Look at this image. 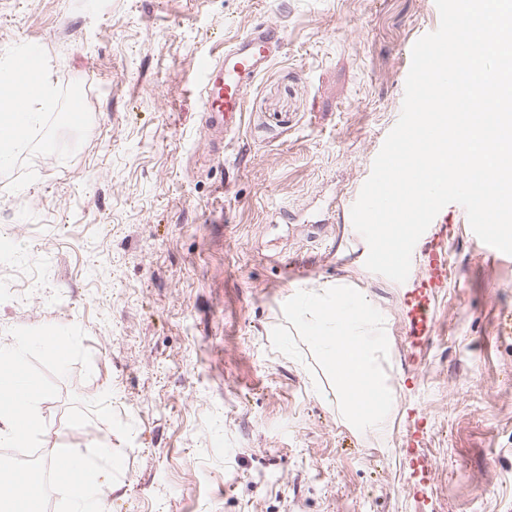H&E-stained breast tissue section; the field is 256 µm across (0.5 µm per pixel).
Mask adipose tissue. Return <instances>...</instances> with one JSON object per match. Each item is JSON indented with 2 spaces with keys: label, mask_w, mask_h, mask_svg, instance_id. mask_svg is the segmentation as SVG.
Listing matches in <instances>:
<instances>
[{
  "label": "adipose tissue",
  "mask_w": 512,
  "mask_h": 512,
  "mask_svg": "<svg viewBox=\"0 0 512 512\" xmlns=\"http://www.w3.org/2000/svg\"><path fill=\"white\" fill-rule=\"evenodd\" d=\"M34 77L38 92L24 99L13 91L10 82L0 83V88L7 90L10 99L9 105L0 109V167L8 165L24 144L22 137L14 133L16 120H23L31 128L41 125L43 114L39 112L38 105L54 94L51 74L38 69Z\"/></svg>",
  "instance_id": "1"
}]
</instances>
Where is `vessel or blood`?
<instances>
[{
	"label": "vessel or blood",
	"instance_id": "b4317fda",
	"mask_svg": "<svg viewBox=\"0 0 512 512\" xmlns=\"http://www.w3.org/2000/svg\"><path fill=\"white\" fill-rule=\"evenodd\" d=\"M284 39L279 25L263 23L239 37L222 57L200 62L199 99L207 128L227 133L236 130L247 89L280 52ZM449 234L448 213L443 210L418 240L420 254L412 259L403 315L406 344L414 358L426 351L432 340L434 304L451 275Z\"/></svg>",
	"mask_w": 512,
	"mask_h": 512
}]
</instances>
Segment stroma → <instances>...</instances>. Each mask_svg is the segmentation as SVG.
Returning <instances> with one entry per match:
<instances>
[{
	"instance_id": "1",
	"label": "stroma",
	"mask_w": 512,
	"mask_h": 512,
	"mask_svg": "<svg viewBox=\"0 0 512 512\" xmlns=\"http://www.w3.org/2000/svg\"><path fill=\"white\" fill-rule=\"evenodd\" d=\"M262 22L284 45L215 152L198 64ZM436 22L435 0H0V61L34 57L56 84L0 168V344L15 327L85 332L92 374L72 366L40 402L41 446L122 452L106 512H512V259L458 221L416 362L405 284L352 259L338 207L399 119L407 47ZM294 258L299 286L340 283L382 313L383 433L348 426L312 353L273 348ZM413 410L434 468L418 496Z\"/></svg>"
}]
</instances>
